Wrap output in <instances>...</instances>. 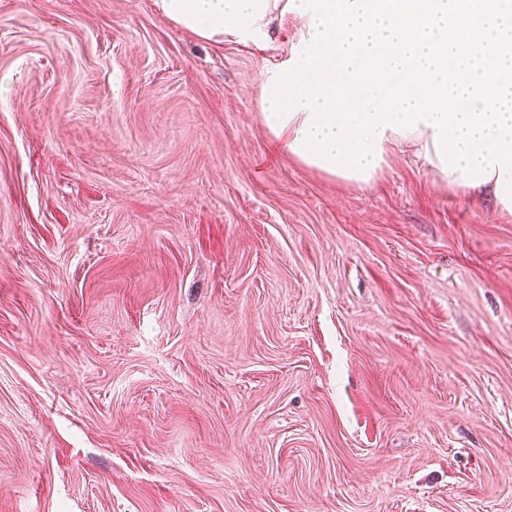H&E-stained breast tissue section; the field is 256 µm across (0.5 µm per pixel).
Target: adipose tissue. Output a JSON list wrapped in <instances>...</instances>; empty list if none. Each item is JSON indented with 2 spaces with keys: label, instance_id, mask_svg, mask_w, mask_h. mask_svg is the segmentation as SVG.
<instances>
[{
  "label": "adipose tissue",
  "instance_id": "adipose-tissue-1",
  "mask_svg": "<svg viewBox=\"0 0 512 512\" xmlns=\"http://www.w3.org/2000/svg\"><path fill=\"white\" fill-rule=\"evenodd\" d=\"M288 0H156L160 12L198 38L213 43L258 45L283 22L309 31L308 17L286 11Z\"/></svg>",
  "mask_w": 512,
  "mask_h": 512
}]
</instances>
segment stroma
<instances>
[{"instance_id": "obj_1", "label": "stroma", "mask_w": 512, "mask_h": 512, "mask_svg": "<svg viewBox=\"0 0 512 512\" xmlns=\"http://www.w3.org/2000/svg\"><path fill=\"white\" fill-rule=\"evenodd\" d=\"M291 35L0 0V512H512V214L275 154Z\"/></svg>"}]
</instances>
